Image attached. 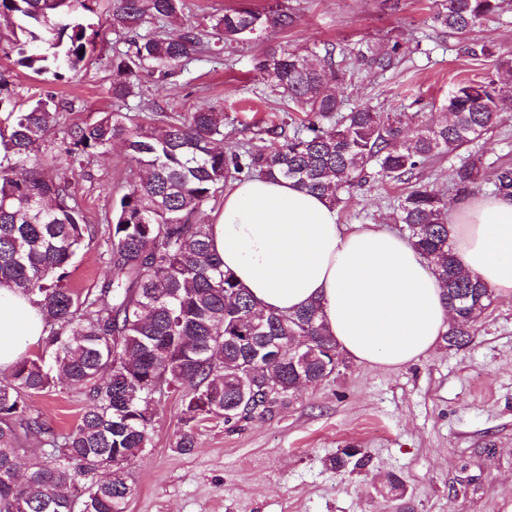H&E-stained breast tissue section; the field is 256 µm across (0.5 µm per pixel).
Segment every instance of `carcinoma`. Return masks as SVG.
Returning <instances> with one entry per match:
<instances>
[{
	"mask_svg": "<svg viewBox=\"0 0 512 512\" xmlns=\"http://www.w3.org/2000/svg\"><path fill=\"white\" fill-rule=\"evenodd\" d=\"M89 0H0V17L17 23L0 32V55L53 83L69 79L86 60L98 32L89 22H67ZM507 0H444L435 23L457 36V53L495 57L485 42L469 36L505 9ZM182 0H112V24L135 29L157 26L126 40L112 60V106L97 121L67 131V158L49 173L34 155L58 124L66 102L40 96L15 111L12 93L0 83V112L13 118L8 139L12 160L0 166V285L35 298L47 336L42 354L22 355L0 382V512H126L133 494L126 466L152 447L157 407L166 393L184 388L180 429L174 448H195L196 424L230 414L247 419L269 412L279 401L265 399L278 387L290 395L331 375L332 357L343 354L327 333L317 304L289 313L266 312L240 287L212 250L201 208L227 182L279 175L337 207L351 188L367 182L368 167L396 181L439 154L473 143L491 132L512 103V91L494 80L461 81L449 93L450 119L407 134L408 116L369 106L338 114L339 93L324 79L336 68V86L347 69L336 66L334 46L322 49L323 65L280 44H269L256 70L288 95L306 119L272 146L253 145L226 154L216 148L224 112H126L143 97L140 73L162 81L179 77L194 61L216 58L221 43L240 42L270 28L293 23L288 8L224 12L212 30L188 25L174 35L161 25L176 18ZM394 44L384 54L359 55L382 70L399 56ZM336 120L325 130L321 122ZM125 144L138 169L128 192L113 202L105 241L111 276L101 288L77 293L68 269L93 239L74 201L72 180L82 157ZM451 181L467 194L485 181V167L470 157L452 169ZM492 193L512 195V166L497 168ZM394 222L441 284L456 318L442 336L448 348L467 347L486 317L495 292L458 269L448 241V202L434 186L418 183L398 199ZM309 340L312 357L293 366L291 347ZM82 388L87 404L68 432L57 431L30 402L59 381ZM35 447H28L29 443ZM360 448H342L331 460L342 470L360 466ZM100 467L108 480L72 495L79 477Z\"/></svg>",
	"mask_w": 512,
	"mask_h": 512,
	"instance_id": "carcinoma-1",
	"label": "carcinoma"
}]
</instances>
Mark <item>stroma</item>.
<instances>
[{
    "label": "stroma",
    "instance_id": "35a3bbf8",
    "mask_svg": "<svg viewBox=\"0 0 512 512\" xmlns=\"http://www.w3.org/2000/svg\"><path fill=\"white\" fill-rule=\"evenodd\" d=\"M179 26H209L224 11L249 7L268 11L276 0H184ZM442 0H285L295 16L287 29H270L251 41L225 44L219 62L192 64L174 82L142 73L145 99L166 112L215 107L224 112L225 152L258 144L256 122L280 124L292 117L286 98L258 75L253 64L266 43L289 49L335 46L352 72L341 87L344 109L368 104L381 112L414 114L417 125L444 118L443 104L457 82L494 78L512 86V70L458 56L455 37L442 33L434 17ZM91 19L98 30L86 64L67 83L9 60L0 61L17 109L36 95L53 93L75 103L37 153L65 158L67 129L92 123L112 109V55L123 49L127 31L112 25V0H95ZM400 44L397 65L387 70L356 55L383 53ZM485 165H512V111L502 114L493 134L470 148L434 158L413 181L437 186L454 198L450 173L468 152ZM75 180L76 205L95 232L69 268L78 292L110 277L104 240L112 201L135 179L122 146L86 158ZM413 181L374 176L353 188L337 209L340 223L393 227V209ZM33 406L60 431L70 430L86 405L82 391L61 384L32 398ZM180 393L166 394L158 408L152 446L131 462L134 486L126 512H512V298H496L472 342L455 351L437 345L418 362L399 368L350 363L340 375L297 391L290 403L240 422L210 418L195 427L190 454L174 451ZM347 446L368 452L369 463L354 472L331 467ZM493 456H485V449ZM400 477L402 498L387 494Z\"/></svg>",
    "mask_w": 512,
    "mask_h": 512
}]
</instances>
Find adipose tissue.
<instances>
[{
  "instance_id": "adipose-tissue-1",
  "label": "adipose tissue",
  "mask_w": 512,
  "mask_h": 512,
  "mask_svg": "<svg viewBox=\"0 0 512 512\" xmlns=\"http://www.w3.org/2000/svg\"><path fill=\"white\" fill-rule=\"evenodd\" d=\"M208 230L225 270L261 308L288 313L320 304L329 334L356 363L417 362L448 328L441 286L406 238L376 225L347 229L326 198L293 181L235 183ZM448 230L462 270L512 297V197L459 200ZM45 336L30 296L0 286V369Z\"/></svg>"
}]
</instances>
